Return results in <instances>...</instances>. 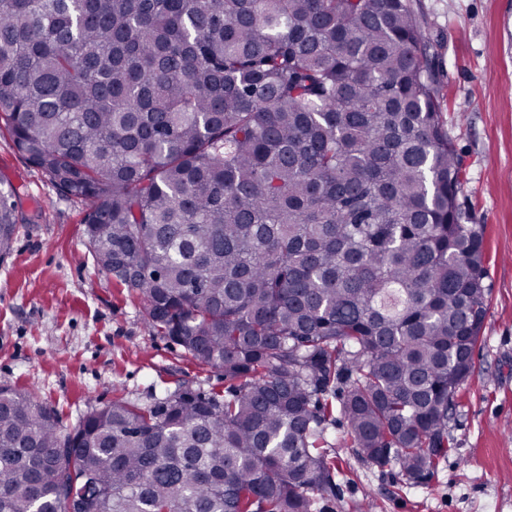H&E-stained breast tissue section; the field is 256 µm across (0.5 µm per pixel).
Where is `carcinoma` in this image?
I'll list each match as a JSON object with an SVG mask.
<instances>
[{
    "instance_id": "carcinoma-1",
    "label": "carcinoma",
    "mask_w": 512,
    "mask_h": 512,
    "mask_svg": "<svg viewBox=\"0 0 512 512\" xmlns=\"http://www.w3.org/2000/svg\"><path fill=\"white\" fill-rule=\"evenodd\" d=\"M0 135L224 394L0 386V512H317L321 450L415 486L487 309L484 231L411 0H0ZM18 190L0 182V259Z\"/></svg>"
}]
</instances>
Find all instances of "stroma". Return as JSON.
<instances>
[{
	"mask_svg": "<svg viewBox=\"0 0 512 512\" xmlns=\"http://www.w3.org/2000/svg\"><path fill=\"white\" fill-rule=\"evenodd\" d=\"M442 89L441 119L463 163L462 221L484 227L487 312L472 375L453 398L451 448L432 480L359 458L347 427L327 433L338 472L326 512H512V0H412ZM0 180L18 190L12 252L0 259V386L31 394L72 428L90 405L139 404L188 385L224 389L150 330L137 293L88 253L83 207L0 136Z\"/></svg>",
	"mask_w": 512,
	"mask_h": 512,
	"instance_id": "1",
	"label": "stroma"
}]
</instances>
